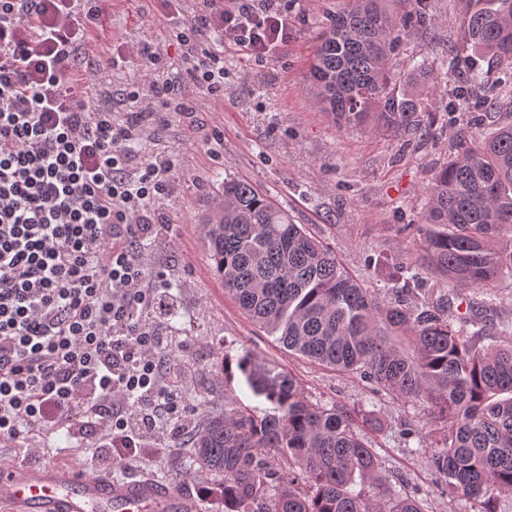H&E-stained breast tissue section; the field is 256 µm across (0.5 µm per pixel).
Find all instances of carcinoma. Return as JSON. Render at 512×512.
Returning <instances> with one entry per match:
<instances>
[{"label":"carcinoma","instance_id":"obj_1","mask_svg":"<svg viewBox=\"0 0 512 512\" xmlns=\"http://www.w3.org/2000/svg\"><path fill=\"white\" fill-rule=\"evenodd\" d=\"M466 2L470 52L448 51L445 66L455 83L451 110L475 114L495 106L486 55L507 66L504 83L512 84V0ZM393 3L349 0L319 35L309 78L317 105L341 126L371 117L389 129L414 126V97L392 87L394 42L409 24ZM456 147L426 202L427 223L441 226L426 238L427 265L483 287L512 273V242L499 240L512 226V124L489 127L478 144L463 128ZM206 224L225 291L286 350L358 373L404 403L428 404L444 424L430 463L448 495L481 499L492 512L497 495L512 494V322L465 336L444 317L446 297L420 311L380 305L330 249L246 182H224ZM265 395L274 413L228 401L189 441L199 468L221 478L205 494L224 512H422L412 496L391 492L376 449L355 430V411L311 403L289 374L269 377Z\"/></svg>","mask_w":512,"mask_h":512}]
</instances>
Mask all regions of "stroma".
Returning a JSON list of instances; mask_svg holds the SVG:
<instances>
[{
    "mask_svg": "<svg viewBox=\"0 0 512 512\" xmlns=\"http://www.w3.org/2000/svg\"><path fill=\"white\" fill-rule=\"evenodd\" d=\"M345 0H289L292 35L287 47L269 58L224 45V91L216 98L195 94V110L143 118L142 132L131 143L128 175L156 155L175 160L171 191L157 208L170 228L153 225L141 253L147 280L164 277V295L174 300L177 316L146 311L171 349L188 345L169 375L183 401L194 407V424L223 413L228 400L265 412L270 374L284 372L312 403H342L374 411L380 427L363 423L358 431L376 448L392 489H404L421 503L422 512H484L481 502L448 496L432 469L424 443L443 429L430 421L427 405L404 404L376 393L359 374L340 372L288 353L274 337L243 314L224 291L209 256L202 224L228 180L244 181L286 209L294 223L328 246L350 274L381 300H391L402 272L424 266L423 245L430 229L425 220L427 191L449 158L461 128L480 141L488 125L512 122V99L503 97L482 121L464 112H448L451 87L444 74L412 83L407 75L417 61L440 66L449 50L462 48L464 0H430L428 27L410 26L394 61L397 93L417 96V126L399 132L373 123L338 126L317 107L307 81L317 37L326 18ZM195 0H182L177 14H164L160 0H106L105 16L90 27L73 69L80 85L96 82L111 95L112 120L129 116L126 94L149 98V68L139 55L143 44L161 52L170 73L182 65L181 47L172 27L190 19ZM460 304L447 311L454 328L465 319L512 321V275L490 287L449 284L440 273L424 275L408 296L410 305L435 306L444 292ZM251 357V375L225 377V359ZM31 443L43 446L48 461L81 465L88 448L76 447L66 430L39 432ZM185 449L169 428L153 432L139 449L137 467L113 470L112 476L151 475L180 493L200 499L203 512H219V503L200 497L217 476L186 467Z\"/></svg>",
    "mask_w": 512,
    "mask_h": 512,
    "instance_id": "1",
    "label": "stroma"
}]
</instances>
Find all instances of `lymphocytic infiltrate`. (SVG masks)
<instances>
[{
    "instance_id": "1",
    "label": "lymphocytic infiltrate",
    "mask_w": 512,
    "mask_h": 512,
    "mask_svg": "<svg viewBox=\"0 0 512 512\" xmlns=\"http://www.w3.org/2000/svg\"><path fill=\"white\" fill-rule=\"evenodd\" d=\"M100 0H0V439L47 426L101 433L90 465L111 469L116 448L145 447L158 424H187L166 381L164 339L141 313L156 299L138 244L167 194L174 162L127 179V144L156 107L186 112L187 85L224 94L225 38L258 57L288 42L283 0H196L175 34L187 80L133 91L132 117L91 106L69 76Z\"/></svg>"
}]
</instances>
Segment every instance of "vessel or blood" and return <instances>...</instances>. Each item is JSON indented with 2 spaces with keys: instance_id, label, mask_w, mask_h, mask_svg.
<instances>
[{
  "instance_id": "vessel-or-blood-1",
  "label": "vessel or blood",
  "mask_w": 512,
  "mask_h": 512,
  "mask_svg": "<svg viewBox=\"0 0 512 512\" xmlns=\"http://www.w3.org/2000/svg\"><path fill=\"white\" fill-rule=\"evenodd\" d=\"M0 512H200L190 497L146 475L125 481L60 463L0 464Z\"/></svg>"
}]
</instances>
